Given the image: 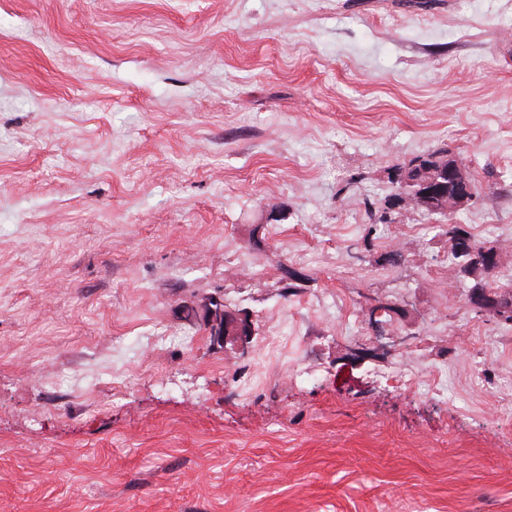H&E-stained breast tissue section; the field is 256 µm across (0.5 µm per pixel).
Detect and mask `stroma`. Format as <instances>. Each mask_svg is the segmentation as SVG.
Masks as SVG:
<instances>
[{
  "label": "stroma",
  "instance_id": "1",
  "mask_svg": "<svg viewBox=\"0 0 512 512\" xmlns=\"http://www.w3.org/2000/svg\"><path fill=\"white\" fill-rule=\"evenodd\" d=\"M438 149L512 282V0H0V512H512V322L369 215ZM448 154L445 152H434L427 156L416 158L410 161L407 165L400 168V178L411 175L412 173H418L423 170H437L447 166ZM204 305L212 336L224 351L247 352L254 336L252 321L229 310L220 299H211Z\"/></svg>",
  "mask_w": 512,
  "mask_h": 512
}]
</instances>
